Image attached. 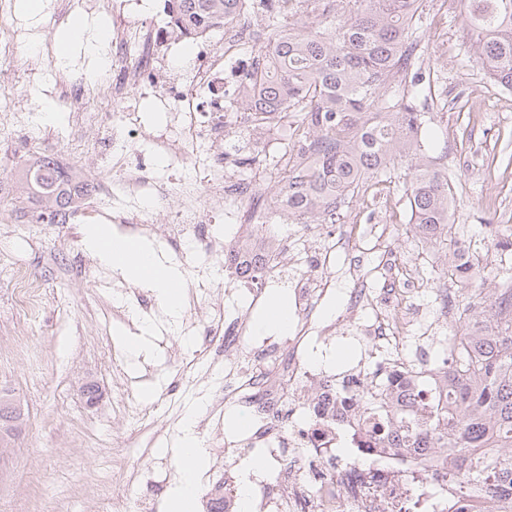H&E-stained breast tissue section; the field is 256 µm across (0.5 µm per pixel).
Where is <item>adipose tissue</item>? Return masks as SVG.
Here are the masks:
<instances>
[{
	"label": "adipose tissue",
	"mask_w": 512,
	"mask_h": 512,
	"mask_svg": "<svg viewBox=\"0 0 512 512\" xmlns=\"http://www.w3.org/2000/svg\"><path fill=\"white\" fill-rule=\"evenodd\" d=\"M124 237L109 224H89L83 232L85 250L98 262L110 267L129 282L149 288L171 313H178L182 305L183 276L179 268L162 259L151 242L144 239H124V250H115L114 244ZM183 476L168 505V512H194L196 475L204 464L206 451L195 434L193 420H186L180 443Z\"/></svg>",
	"instance_id": "adipose-tissue-1"
}]
</instances>
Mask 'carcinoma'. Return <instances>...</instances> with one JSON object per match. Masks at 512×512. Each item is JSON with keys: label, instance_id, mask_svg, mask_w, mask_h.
Returning <instances> with one entry per match:
<instances>
[{"label": "carcinoma", "instance_id": "obj_1", "mask_svg": "<svg viewBox=\"0 0 512 512\" xmlns=\"http://www.w3.org/2000/svg\"><path fill=\"white\" fill-rule=\"evenodd\" d=\"M473 44L492 84L512 91V0H461ZM180 34L221 30L242 14L259 18L266 42L233 102L252 115L243 132L259 143L293 118L276 196L295 224H335L353 197L405 170L409 232L424 246L448 240L455 183L435 154L432 118L419 110L431 85L419 76L426 0H167ZM18 180L35 202L30 224H64L82 191L50 155L27 160ZM487 309L452 338L448 396L401 408L369 393L366 410L390 413L396 448H445L451 480L478 489L479 512L512 495V266H500ZM487 280L472 264L463 287Z\"/></svg>", "mask_w": 512, "mask_h": 512}]
</instances>
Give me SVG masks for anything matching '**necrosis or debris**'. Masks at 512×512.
Instances as JSON below:
<instances>
[{
	"label": "necrosis or debris",
	"instance_id": "4bbe7bcc",
	"mask_svg": "<svg viewBox=\"0 0 512 512\" xmlns=\"http://www.w3.org/2000/svg\"><path fill=\"white\" fill-rule=\"evenodd\" d=\"M263 32L251 18L225 27L217 40L197 43L194 66L181 91L164 95L169 122L152 137V153L168 170L159 179L154 163L132 161L141 136L135 113L116 112L108 136L112 143L111 184L94 183L86 196L94 206L98 196L111 194L107 219L142 234H155L174 245L206 258H223L231 240L215 235L203 209L239 218L242 207L251 206L250 223L271 234L274 217L283 212L278 203L253 207L258 183L233 175H217L213 165L224 160V64L235 59L240 47L259 43ZM166 48L170 33L163 26L130 30L125 22L112 23L110 55L113 71L140 69L144 42ZM205 164H194L198 154ZM195 174L185 177V165ZM384 225L360 231L347 225L339 238L306 252L305 272L293 274L298 325L286 339L287 362L277 359V347L256 360L251 370L237 375L242 340L250 333L247 314L224 317V301L212 296L210 284H191V297L213 298L211 321L202 336L212 348L211 364L223 369L226 383L211 403L215 412L228 407L252 415L258 422L249 438L254 448L264 449L268 477L260 481L253 498L254 512H476L478 495L448 479V454L442 448L426 449L415 456L402 448H389L375 440L366 411L357 405V389L377 385L388 378L398 389L410 373L425 371L419 347H412L411 311L403 303L404 289L389 287L376 292L360 282L361 258L376 255L382 269H391L393 254L384 246ZM278 246L263 251V264L247 281V290L259 296L273 275L287 267L288 253L297 240L281 234ZM348 258L353 281L349 304L335 322L319 327L312 321L318 302L331 290V277L312 278L311 270L329 266L336 252ZM12 296L19 315L34 320L43 307L41 284L24 268L13 274ZM355 325L365 353L351 373L334 381L303 358V342L311 333L332 337L346 325Z\"/></svg>",
	"mask_w": 512,
	"mask_h": 512
}]
</instances>
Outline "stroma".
<instances>
[{
	"mask_svg": "<svg viewBox=\"0 0 512 512\" xmlns=\"http://www.w3.org/2000/svg\"><path fill=\"white\" fill-rule=\"evenodd\" d=\"M0 10V29L20 33L22 50L15 66L0 70V99L10 103L0 112V187L10 190L17 207H27L17 171L32 155L46 153L102 181L111 175L108 150L92 132L67 121L39 122L41 111L55 105L59 74L74 73L91 92L89 112L111 122V104L98 95L93 78L108 53L99 41L100 27H111L109 0H97L99 11H68L55 22L61 0H44L37 16L16 11V0ZM84 20V37L72 43L61 61L48 62L73 18ZM422 71L434 86L429 105L442 164L456 182V235L474 241L491 262H498V241L512 235V92L492 85L476 60L460 0H427ZM387 206L354 197L347 212L350 224H384L398 253L396 278L420 260L424 280L411 300L423 318H431L436 301L448 286L452 247L417 245L409 232V210L401 179L384 184ZM86 218L66 225L0 223V388L10 389L27 418V431L0 471V512H32L40 494L55 497L59 512H112L114 494L157 499L155 512H167L168 491H155L146 481L151 470L166 471L171 485L182 480L179 443L184 419L198 401L210 400L220 382L194 354L201 346L192 322L210 318L207 300H184L178 317L160 302L143 308L139 286L106 271L108 287H95L87 273L99 270L82 243ZM154 246L181 270L185 283L204 278L215 291L228 288L212 261L190 263L162 240ZM25 267L44 290V313L37 324L26 323L12 306V277ZM124 320L113 319L114 310ZM28 340L16 348L14 336ZM306 360L327 373L345 372L360 356L352 333L328 343L308 340ZM98 387L96 403L82 392ZM206 448L197 473L199 495L224 473L214 443L240 442V430L229 414L214 416L197 431ZM139 484L128 490L130 476Z\"/></svg>",
	"mask_w": 512,
	"mask_h": 512,
	"instance_id": "stroma-1",
	"label": "stroma"
}]
</instances>
